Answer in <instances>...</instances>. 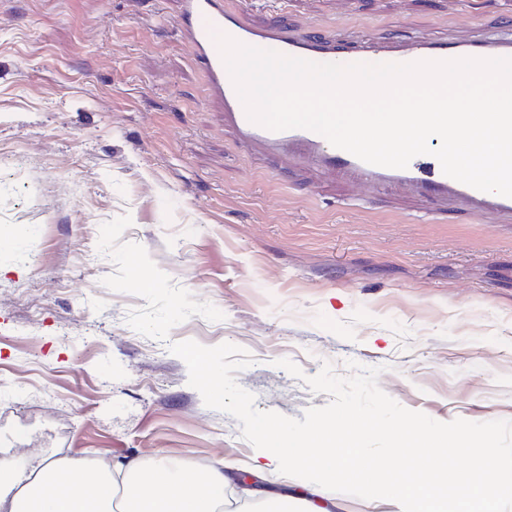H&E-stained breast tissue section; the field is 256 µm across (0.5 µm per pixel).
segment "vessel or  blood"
Returning <instances> with one entry per match:
<instances>
[{"instance_id":"b4317fda","label":"vessel or blood","mask_w":512,"mask_h":512,"mask_svg":"<svg viewBox=\"0 0 512 512\" xmlns=\"http://www.w3.org/2000/svg\"><path fill=\"white\" fill-rule=\"evenodd\" d=\"M177 23L204 75L208 99L224 112L225 130L248 152L318 176L344 174L359 190L363 201L371 200L381 189L394 188L443 206L454 203L478 218L512 217V198L483 192L446 176L438 160L423 163L415 158L404 169L372 165L333 146L316 132L272 131L251 122L212 37L213 32L219 31L244 44L314 63L351 64L365 58L370 50L386 57L445 61L461 56L512 57L511 27L495 32L473 29L431 41L398 37L372 45L337 34L306 33L286 24L255 25L240 12L225 7L224 0H182Z\"/></svg>"}]
</instances>
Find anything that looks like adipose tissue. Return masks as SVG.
<instances>
[{"mask_svg": "<svg viewBox=\"0 0 512 512\" xmlns=\"http://www.w3.org/2000/svg\"><path fill=\"white\" fill-rule=\"evenodd\" d=\"M220 467L171 477L138 458L108 462L59 455L24 466L0 463V512H222Z\"/></svg>", "mask_w": 512, "mask_h": 512, "instance_id": "1", "label": "adipose tissue"}]
</instances>
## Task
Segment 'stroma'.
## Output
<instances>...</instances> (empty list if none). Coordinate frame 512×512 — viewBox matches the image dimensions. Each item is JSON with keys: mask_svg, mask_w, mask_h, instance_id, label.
<instances>
[{"mask_svg": "<svg viewBox=\"0 0 512 512\" xmlns=\"http://www.w3.org/2000/svg\"><path fill=\"white\" fill-rule=\"evenodd\" d=\"M326 34L512 24V0H231ZM179 0H0V444L48 459L136 456L249 471L259 451L208 408L168 342L232 343L255 406L302 418L306 378L381 367L401 406L512 421V218L400 192L351 204L340 176H276L224 130L174 20ZM130 215L172 283L218 308L167 340L126 322L103 224ZM279 359L303 372L296 379Z\"/></svg>", "mask_w": 512, "mask_h": 512, "instance_id": "obj_1", "label": "stroma"}]
</instances>
